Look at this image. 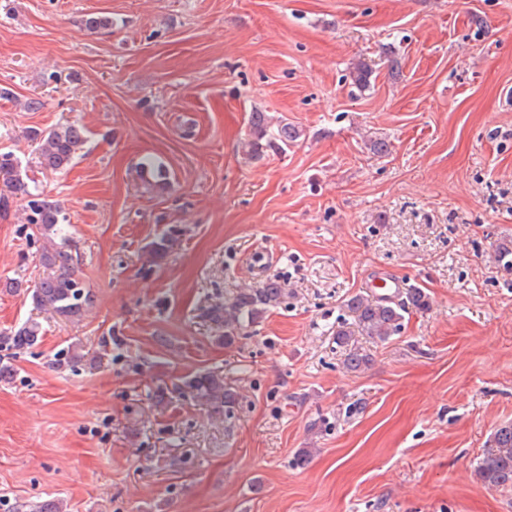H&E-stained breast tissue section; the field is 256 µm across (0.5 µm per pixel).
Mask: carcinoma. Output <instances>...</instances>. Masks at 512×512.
<instances>
[{
  "mask_svg": "<svg viewBox=\"0 0 512 512\" xmlns=\"http://www.w3.org/2000/svg\"><path fill=\"white\" fill-rule=\"evenodd\" d=\"M249 138L243 143L244 151L253 159L275 148L287 149L301 137V130L286 121L271 129L263 112H252L248 118ZM39 140L38 163L45 170L57 172L66 169L81 154L86 143L85 130L71 124L59 125L48 134L32 132ZM19 163L10 153L0 154V181L7 193L0 194V207L8 206L9 197L21 195L26 198L27 223L31 226L30 237L41 242L39 263L49 270L34 286L20 279L6 283V287L31 293L32 304L65 320H80L93 305V295L76 275L77 258L72 254L67 225L59 207L51 205L33 193L19 177ZM142 180L149 193L166 189L167 177L162 166L146 156L137 164ZM176 238L163 234L147 248L150 262L155 264L173 248ZM287 294L284 284L268 281L259 288H241L225 302H217L206 310L208 319L224 326V338L233 337L244 323L254 322L268 309L281 304ZM345 307L352 314L357 328L371 339L386 342L401 333L405 314L411 309L425 311L430 303L419 288L407 289L405 298L397 302L369 300L363 296L349 298ZM40 323L28 320L21 325L0 332V348L29 350L41 342ZM370 363L369 354L358 348L349 350L344 359L346 369L355 372ZM185 391L202 405H209L221 412L230 410L236 402L233 388L224 383V378L212 371H200L182 382ZM474 472L479 481L493 490L512 489V422L500 425L491 433L482 454L477 459ZM9 512H61L51 502L16 501Z\"/></svg>",
  "mask_w": 512,
  "mask_h": 512,
  "instance_id": "cac0c4a2",
  "label": "carcinoma"
}]
</instances>
